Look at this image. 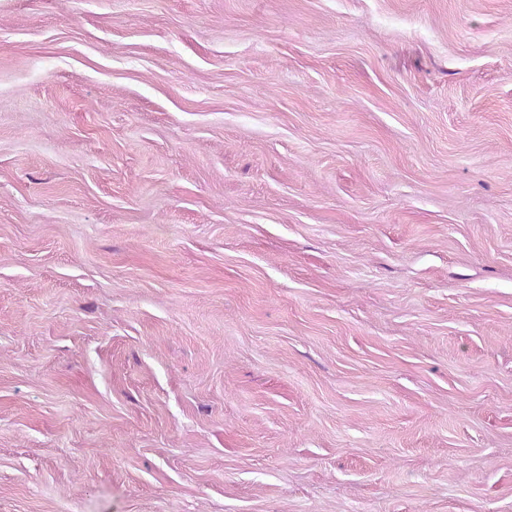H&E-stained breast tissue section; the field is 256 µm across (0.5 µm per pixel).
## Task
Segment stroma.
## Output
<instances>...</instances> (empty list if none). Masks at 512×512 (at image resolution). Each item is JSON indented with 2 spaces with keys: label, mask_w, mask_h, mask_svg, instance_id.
Returning a JSON list of instances; mask_svg holds the SVG:
<instances>
[{
  "label": "stroma",
  "mask_w": 512,
  "mask_h": 512,
  "mask_svg": "<svg viewBox=\"0 0 512 512\" xmlns=\"http://www.w3.org/2000/svg\"><path fill=\"white\" fill-rule=\"evenodd\" d=\"M0 512H512V0H0Z\"/></svg>",
  "instance_id": "35a3bbf8"
}]
</instances>
